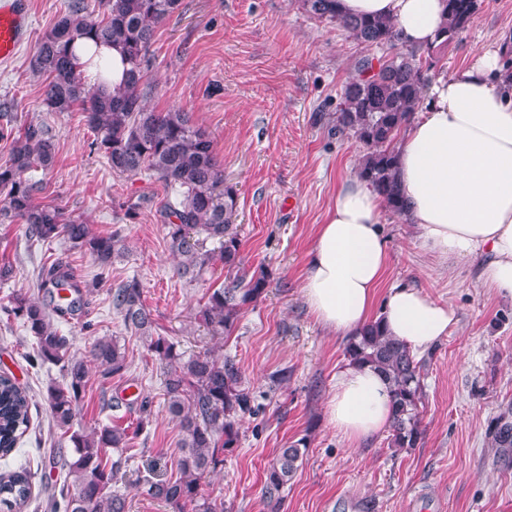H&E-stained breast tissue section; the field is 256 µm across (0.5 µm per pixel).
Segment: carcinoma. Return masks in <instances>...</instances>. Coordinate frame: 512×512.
<instances>
[{
    "mask_svg": "<svg viewBox=\"0 0 512 512\" xmlns=\"http://www.w3.org/2000/svg\"><path fill=\"white\" fill-rule=\"evenodd\" d=\"M446 20L435 43L425 48L398 49L395 23L386 18L346 16L337 0H301L311 17L336 23L368 48H387V57L364 56L355 73L341 88L340 109L331 130L351 135L366 148L358 177L377 193L386 209L402 216L406 199L397 180L398 137L422 106L429 72L438 51L462 33L478 10V0H445ZM103 17L85 15L83 0H73L43 37L30 60L31 71L46 76L43 102L52 112L81 106L94 133L92 147L106 158L117 175L146 171L166 191L178 192L177 202L163 206L164 227L172 250L181 256L176 274L197 280L214 261L224 265L229 284L209 293L198 320L213 337L228 338L236 330L243 306L260 299L269 284L266 271L247 269L241 258L237 218V191L227 183L224 167L213 150L210 135L191 116L179 111H156L146 105L143 81L149 48L157 28L177 10L179 0H99ZM94 39L120 47L129 65L126 81L111 92L87 84L76 73L75 43ZM0 141L10 143L9 159L0 164V218L19 221L32 242L63 239L86 248L99 269L112 266L124 249L118 234L97 236L80 219L64 218L56 208L37 202L43 185L29 173L52 167L56 156L47 126L28 123L17 129L11 121L0 124ZM218 244V253L206 249ZM38 292H20L3 307L6 319L23 323L35 339V358L41 363L66 362L64 382L47 390L50 416L58 426L72 430L86 385L87 367L67 359L69 340L54 326L51 311L67 305L76 311L80 297L72 270L59 261L41 266ZM112 309L126 329L143 337L148 350L165 366L164 396L168 412L178 421L181 438L176 459L177 476L163 479L152 472L130 470V437L115 425L89 433L72 430L71 458L61 460L72 477L73 488H61L57 512H126V498L113 491L119 482L133 484L176 512H224V503L204 497L200 480L224 463V455L238 448L239 422L253 413V397L233 359L206 353L188 359L174 342L151 336L150 312L140 283L133 278L110 291ZM89 361L103 367L105 378L123 375L125 352L113 338H95L89 344ZM346 360L369 366L384 376L391 393L390 445L414 448L422 437L420 407L424 397L423 360L386 332L382 320L366 323L345 348ZM30 423V398L8 373L0 374V457L9 456ZM494 445L512 447V425L495 426ZM306 440L280 449L265 471L264 494L279 497L299 468ZM31 471L26 466L0 474V505L9 512L24 507L31 496Z\"/></svg>",
    "mask_w": 512,
    "mask_h": 512,
    "instance_id": "obj_1",
    "label": "carcinoma"
}]
</instances>
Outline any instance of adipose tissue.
<instances>
[{
	"label": "adipose tissue",
	"mask_w": 512,
	"mask_h": 512,
	"mask_svg": "<svg viewBox=\"0 0 512 512\" xmlns=\"http://www.w3.org/2000/svg\"><path fill=\"white\" fill-rule=\"evenodd\" d=\"M338 9L390 18L403 43L417 48L444 22L441 0H339ZM100 60L109 64L103 87L121 84L127 65L120 48L92 41L77 47L83 77L93 78ZM397 167L405 218L418 226L422 250L444 259L487 256L483 284L512 296V80L498 53L438 78L398 144ZM389 263L380 198L363 180L344 181L308 254L303 291L311 313L340 337L378 313L390 336L412 352L430 351L455 313L408 285L378 298ZM390 412L389 387L377 372L349 363L337 372L328 421L350 446L385 432Z\"/></svg>",
	"instance_id": "ef3b65f1"
}]
</instances>
